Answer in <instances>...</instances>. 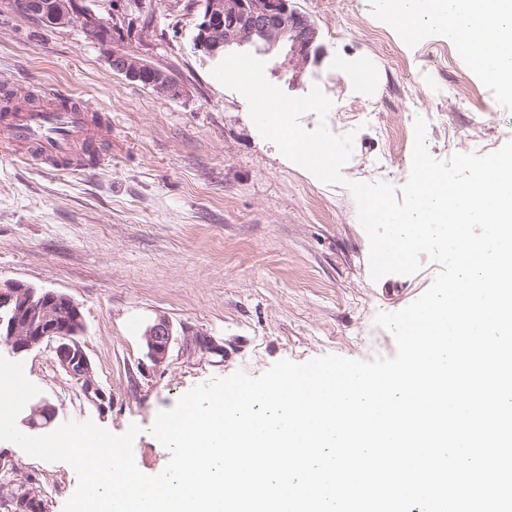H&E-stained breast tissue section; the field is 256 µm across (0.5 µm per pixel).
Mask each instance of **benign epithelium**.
Masks as SVG:
<instances>
[{
  "mask_svg": "<svg viewBox=\"0 0 512 512\" xmlns=\"http://www.w3.org/2000/svg\"><path fill=\"white\" fill-rule=\"evenodd\" d=\"M201 18L196 24L195 49L216 58L224 50L243 45V35L257 50L282 52V65L302 73L308 66H318L324 51L318 44L319 31L307 15L292 5V0H197ZM66 18L91 34L101 29L103 19L85 7L70 10ZM140 17L130 14L122 0L112 3V36L94 38L101 46L112 70L126 79L142 83L154 91L177 98L180 85L161 68L145 61L134 50L114 47L117 33L133 34L139 30ZM0 338L17 352L29 351L44 343L51 346L55 361L74 380L89 401L103 405L106 396L98 384L91 362L79 336L84 330L79 305L68 295L52 290H37L23 283L0 287ZM148 358L162 366L171 345L178 341L172 325L158 319L144 334ZM185 350L220 355L224 346L211 336L184 335ZM53 416L48 405L31 408L24 423L31 429L40 426L39 418Z\"/></svg>",
  "mask_w": 512,
  "mask_h": 512,
  "instance_id": "benign-epithelium-1",
  "label": "benign epithelium"
}]
</instances>
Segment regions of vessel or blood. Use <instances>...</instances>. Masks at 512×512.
Here are the masks:
<instances>
[{
    "label": "vessel or blood",
    "instance_id": "1",
    "mask_svg": "<svg viewBox=\"0 0 512 512\" xmlns=\"http://www.w3.org/2000/svg\"><path fill=\"white\" fill-rule=\"evenodd\" d=\"M111 140V121L75 95L35 89L19 96L0 90V150L28 165L96 170L104 166L102 146Z\"/></svg>",
    "mask_w": 512,
    "mask_h": 512
}]
</instances>
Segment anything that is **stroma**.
<instances>
[{
  "instance_id": "1",
  "label": "stroma",
  "mask_w": 512,
  "mask_h": 512,
  "mask_svg": "<svg viewBox=\"0 0 512 512\" xmlns=\"http://www.w3.org/2000/svg\"><path fill=\"white\" fill-rule=\"evenodd\" d=\"M0 0V84L24 95L35 87L69 90L112 115V161L84 174L31 167L0 154V286L21 282L71 296L85 330L81 341L107 401L97 406L58 366L48 346L0 356L19 358L55 410L54 425L93 420L112 433L138 424L134 458L160 474L168 450L151 434L160 411L194 386L242 371L261 375L272 364L334 354L369 360L396 351L378 312L402 310L430 286L437 264L412 275L371 280L368 236L352 193L328 186L264 139L248 104L211 74L215 59L193 45L195 11L151 0L154 30L121 45L171 69L178 98L127 80L109 66L78 26H36ZM347 0H295L319 30L326 56L302 77L278 53L263 54L265 76L286 95L320 85L335 116L349 107L371 112L354 139L346 179L370 181L386 157L384 126L414 127L443 112L456 129L455 151L488 153L512 140V97L470 69L466 58L440 71L435 58L446 36L428 28L404 41L359 0L360 23L337 25ZM398 41L396 54L374 45L373 28ZM375 74L359 86L358 68ZM481 86V110L458 111L439 84ZM167 318L176 336L214 337L223 355L183 352L173 344L161 367L147 357L144 333ZM16 464L14 480L38 479L45 512H63L77 487L74 469L48 463L0 441Z\"/></svg>"
}]
</instances>
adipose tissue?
Listing matches in <instances>:
<instances>
[{
  "instance_id": "1",
  "label": "adipose tissue",
  "mask_w": 512,
  "mask_h": 512,
  "mask_svg": "<svg viewBox=\"0 0 512 512\" xmlns=\"http://www.w3.org/2000/svg\"><path fill=\"white\" fill-rule=\"evenodd\" d=\"M376 10L402 30L435 26L486 57L484 78L512 93V0H378Z\"/></svg>"
}]
</instances>
